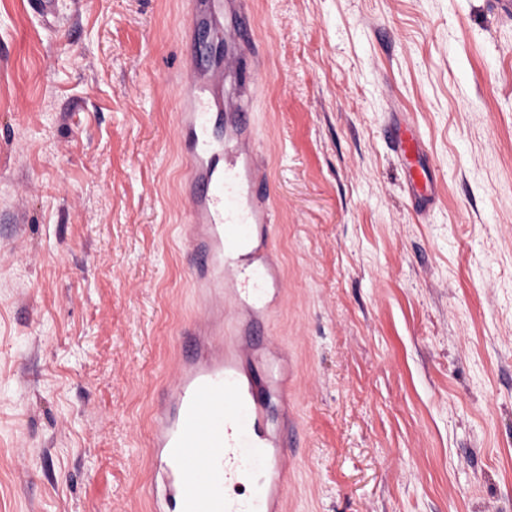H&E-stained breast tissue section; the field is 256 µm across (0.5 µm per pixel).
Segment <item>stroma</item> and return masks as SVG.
<instances>
[{
    "label": "stroma",
    "instance_id": "stroma-1",
    "mask_svg": "<svg viewBox=\"0 0 512 512\" xmlns=\"http://www.w3.org/2000/svg\"><path fill=\"white\" fill-rule=\"evenodd\" d=\"M188 0H0V512H150L199 310L175 116ZM286 293V512H512V18L247 0ZM408 122L436 201L383 136Z\"/></svg>",
    "mask_w": 512,
    "mask_h": 512
}]
</instances>
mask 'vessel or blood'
<instances>
[{"label": "vessel or blood", "mask_w": 512, "mask_h": 512, "mask_svg": "<svg viewBox=\"0 0 512 512\" xmlns=\"http://www.w3.org/2000/svg\"><path fill=\"white\" fill-rule=\"evenodd\" d=\"M191 47L175 134L193 185L182 225L190 278L202 309L181 327L174 377L152 413V512H280L292 446L279 400L283 380L268 337L244 315H268L283 294L272 256L269 181L248 110L257 92L254 31L242 0H195ZM414 200L431 198L425 144L392 125Z\"/></svg>", "instance_id": "vessel-or-blood-1"}]
</instances>
